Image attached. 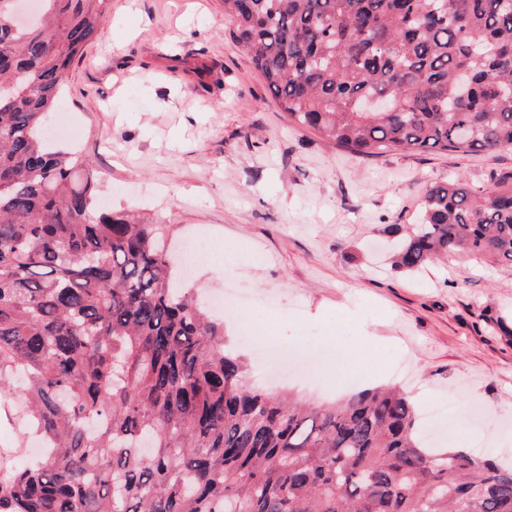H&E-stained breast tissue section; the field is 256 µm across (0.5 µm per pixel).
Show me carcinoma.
<instances>
[{
	"label": "carcinoma",
	"mask_w": 512,
	"mask_h": 512,
	"mask_svg": "<svg viewBox=\"0 0 512 512\" xmlns=\"http://www.w3.org/2000/svg\"><path fill=\"white\" fill-rule=\"evenodd\" d=\"M107 0H0V397L48 448L0 450V512H512V468L428 448L391 386L312 405L253 386L173 283L161 222L102 212L46 139ZM288 120L350 153L512 148V0H224ZM512 265V189L436 183L394 264Z\"/></svg>",
	"instance_id": "obj_1"
}]
</instances>
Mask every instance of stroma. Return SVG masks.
<instances>
[{
    "mask_svg": "<svg viewBox=\"0 0 512 512\" xmlns=\"http://www.w3.org/2000/svg\"><path fill=\"white\" fill-rule=\"evenodd\" d=\"M107 17L53 118L93 161L106 206L163 220L174 242H208L178 278L223 321L252 382L321 402L383 369L422 405L483 406L479 422L451 418L439 445L512 465V335L485 320L512 318V266L389 264L426 189L512 185V149L354 155L289 122L223 0H108Z\"/></svg>",
    "mask_w": 512,
    "mask_h": 512,
    "instance_id": "stroma-1",
    "label": "stroma"
}]
</instances>
